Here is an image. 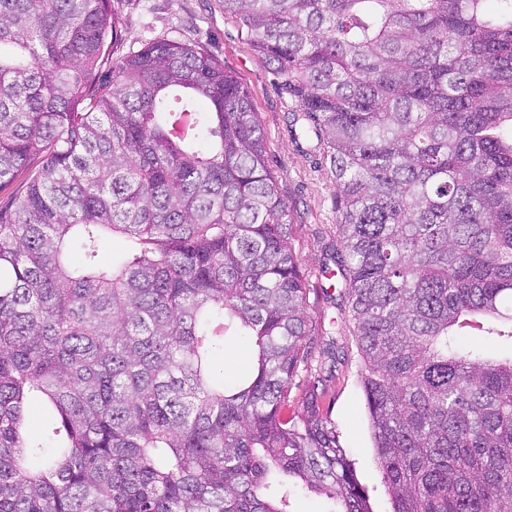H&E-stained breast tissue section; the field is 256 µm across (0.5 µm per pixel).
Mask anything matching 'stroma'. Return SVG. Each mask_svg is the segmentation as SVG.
Returning <instances> with one entry per match:
<instances>
[{
    "mask_svg": "<svg viewBox=\"0 0 512 512\" xmlns=\"http://www.w3.org/2000/svg\"><path fill=\"white\" fill-rule=\"evenodd\" d=\"M110 7L121 31L110 47L114 56L128 55L160 38L189 40L222 61L249 90L279 192L294 212L290 241L307 288L311 356L292 394L300 396L312 382L324 390L322 411L335 424L373 512H390V499L374 464L353 325L340 308L337 280L328 274L337 222L333 175L312 142L295 137L291 119L297 103L278 91L246 29L225 13L224 0H110Z\"/></svg>",
    "mask_w": 512,
    "mask_h": 512,
    "instance_id": "35a3bbf8",
    "label": "stroma"
}]
</instances>
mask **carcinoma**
<instances>
[{"mask_svg":"<svg viewBox=\"0 0 512 512\" xmlns=\"http://www.w3.org/2000/svg\"><path fill=\"white\" fill-rule=\"evenodd\" d=\"M224 12L330 164L392 512H512V0ZM116 35L108 0H0V512H372L316 385L285 414L306 288L250 92L190 41L111 60ZM224 377L231 381L247 374L251 367V348L241 336H227L224 342ZM50 411L41 401L31 402L28 405L25 430L31 439H44L48 435L47 418Z\"/></svg>","mask_w":512,"mask_h":512,"instance_id":"cac0c4a2","label":"carcinoma"}]
</instances>
